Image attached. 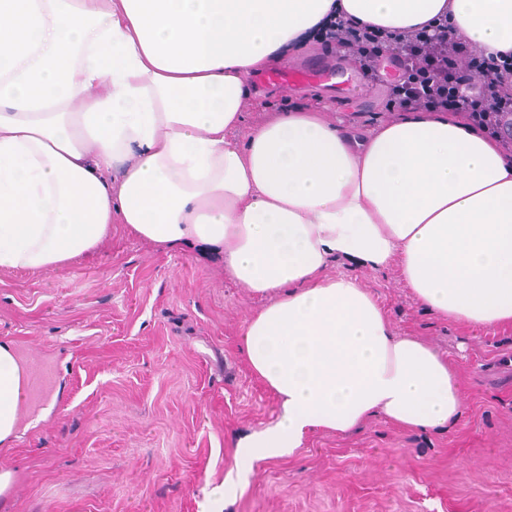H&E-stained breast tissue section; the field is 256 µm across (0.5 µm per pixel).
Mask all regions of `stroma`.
Wrapping results in <instances>:
<instances>
[{"mask_svg":"<svg viewBox=\"0 0 512 512\" xmlns=\"http://www.w3.org/2000/svg\"><path fill=\"white\" fill-rule=\"evenodd\" d=\"M357 93L268 85L244 108L238 138L276 112H318L369 132L389 122L387 81L355 73ZM400 333L456 365L465 416L452 432L371 419L345 437L308 436L295 456L238 475L234 448L279 415L242 336L261 301L220 260L164 250L124 224L98 257L59 271H0V342L35 366L20 437L0 447L17 473L0 512H512V327L437 318L398 268L347 261Z\"/></svg>","mask_w":512,"mask_h":512,"instance_id":"stroma-1","label":"stroma"}]
</instances>
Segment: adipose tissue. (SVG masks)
I'll use <instances>...</instances> for the list:
<instances>
[{"label": "adipose tissue", "instance_id": "obj_1", "mask_svg": "<svg viewBox=\"0 0 512 512\" xmlns=\"http://www.w3.org/2000/svg\"><path fill=\"white\" fill-rule=\"evenodd\" d=\"M340 10L360 27L445 23L512 56V0H0V270L95 257L116 224L218 255L264 301L243 354L280 402L238 442L241 472L312 432L463 419L447 357L332 262L397 266L438 318L512 327V160L477 131L423 112L364 135L297 111L237 138L246 75L287 65ZM29 394L0 344V447Z\"/></svg>", "mask_w": 512, "mask_h": 512}]
</instances>
